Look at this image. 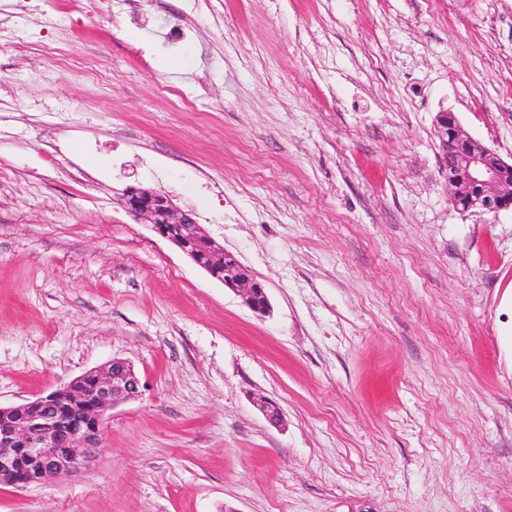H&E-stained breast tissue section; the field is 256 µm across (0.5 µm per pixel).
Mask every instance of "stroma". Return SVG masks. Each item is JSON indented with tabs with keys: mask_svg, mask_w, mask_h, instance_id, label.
<instances>
[{
	"mask_svg": "<svg viewBox=\"0 0 512 512\" xmlns=\"http://www.w3.org/2000/svg\"><path fill=\"white\" fill-rule=\"evenodd\" d=\"M0 42V404L145 384L0 512H512V209L456 210L434 133L512 161V0H0ZM121 201L129 215L142 224H150L158 236L235 292L251 311L259 315L270 311L264 285L234 255L216 244L191 211L178 208L168 196L141 185L128 186ZM203 240L209 242L210 248Z\"/></svg>",
	"mask_w": 512,
	"mask_h": 512,
	"instance_id": "35a3bbf8",
	"label": "stroma"
}]
</instances>
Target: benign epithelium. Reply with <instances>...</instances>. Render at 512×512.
Segmentation results:
<instances>
[{
    "label": "benign epithelium",
    "mask_w": 512,
    "mask_h": 512,
    "mask_svg": "<svg viewBox=\"0 0 512 512\" xmlns=\"http://www.w3.org/2000/svg\"><path fill=\"white\" fill-rule=\"evenodd\" d=\"M435 132L455 207L493 215L511 209L512 162L463 133L456 115L448 110L436 114ZM122 206L235 292L251 311L259 315L270 311L264 285L216 244L191 211L141 185L124 190ZM141 387L134 367L114 359L32 401L0 405V485L21 489L68 479L89 467L101 448L106 413L137 398Z\"/></svg>",
    "instance_id": "7a95c632"
}]
</instances>
